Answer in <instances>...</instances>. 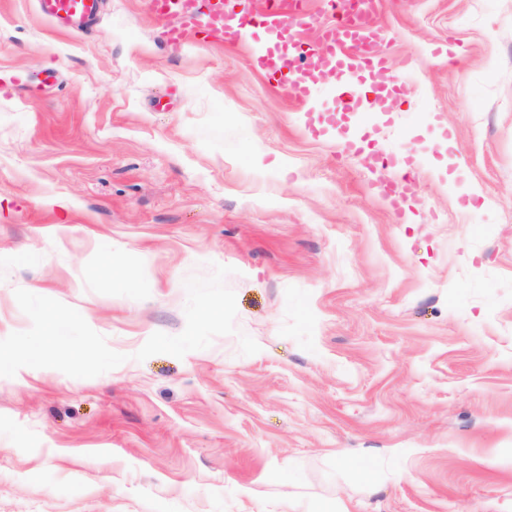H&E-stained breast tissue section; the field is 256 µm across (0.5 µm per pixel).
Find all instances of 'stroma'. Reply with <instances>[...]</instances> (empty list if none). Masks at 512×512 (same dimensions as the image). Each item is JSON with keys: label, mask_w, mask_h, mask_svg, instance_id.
<instances>
[{"label": "stroma", "mask_w": 512, "mask_h": 512, "mask_svg": "<svg viewBox=\"0 0 512 512\" xmlns=\"http://www.w3.org/2000/svg\"><path fill=\"white\" fill-rule=\"evenodd\" d=\"M373 20L390 103L343 112L346 75L301 108L251 66L261 27L172 43L102 0L61 32L0 0V78L30 79L0 92V339L20 288L127 357L0 377V512H512V0ZM214 262L237 334L134 360Z\"/></svg>", "instance_id": "35a3bbf8"}]
</instances>
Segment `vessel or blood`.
Wrapping results in <instances>:
<instances>
[{
    "mask_svg": "<svg viewBox=\"0 0 512 512\" xmlns=\"http://www.w3.org/2000/svg\"><path fill=\"white\" fill-rule=\"evenodd\" d=\"M38 6L44 19L65 31L95 16L99 0H38ZM150 7L158 20L173 15L180 17V26L166 31L168 41L173 43L185 41L194 29L202 28L211 37L238 45L247 40L251 26L266 25L270 42L263 54L252 57L251 64L261 71L289 72L282 89L287 97L301 105L314 93L313 72L372 69L383 63L385 31L368 21L355 26L345 19L320 27L315 50L301 58L289 55V45L305 24L294 0H268L265 13L256 17L225 11L224 0H150Z\"/></svg>",
    "mask_w": 512,
    "mask_h": 512,
    "instance_id": "b4317fda",
    "label": "vessel or blood"
}]
</instances>
